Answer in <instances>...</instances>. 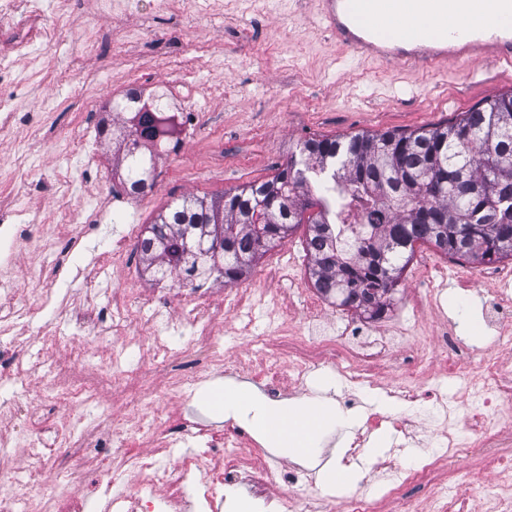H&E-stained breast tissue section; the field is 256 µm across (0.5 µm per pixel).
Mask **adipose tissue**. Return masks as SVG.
Wrapping results in <instances>:
<instances>
[{
	"instance_id": "ef3b65f1",
	"label": "adipose tissue",
	"mask_w": 512,
	"mask_h": 512,
	"mask_svg": "<svg viewBox=\"0 0 512 512\" xmlns=\"http://www.w3.org/2000/svg\"><path fill=\"white\" fill-rule=\"evenodd\" d=\"M498 20L492 8L478 11L438 14L422 6L421 0H396L386 24L398 28L400 23H416L435 29L456 31L465 28H481ZM225 417L240 420L249 425L263 440L279 448L284 456L306 459L315 455L323 436L348 420L327 401L320 399H290L273 402L245 386H238L224 393H211Z\"/></svg>"
}]
</instances>
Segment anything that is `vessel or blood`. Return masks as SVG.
<instances>
[{
    "instance_id": "b4317fda",
    "label": "vessel or blood",
    "mask_w": 512,
    "mask_h": 512,
    "mask_svg": "<svg viewBox=\"0 0 512 512\" xmlns=\"http://www.w3.org/2000/svg\"><path fill=\"white\" fill-rule=\"evenodd\" d=\"M394 0H315L318 12L328 20L343 46L362 58L394 61L409 71H440L450 62L467 59L491 61L512 68V28L490 26L459 37L428 36L419 28L403 29L394 40L379 37L378 22L386 17ZM512 15V0H427L429 7L454 12L479 10L485 3Z\"/></svg>"
}]
</instances>
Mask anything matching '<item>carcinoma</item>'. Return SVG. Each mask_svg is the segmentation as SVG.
Returning <instances> with one entry per match:
<instances>
[{"label":"carcinoma","mask_w":512,"mask_h":512,"mask_svg":"<svg viewBox=\"0 0 512 512\" xmlns=\"http://www.w3.org/2000/svg\"><path fill=\"white\" fill-rule=\"evenodd\" d=\"M138 132L156 138L151 112L123 137ZM153 160L146 146L119 164L144 187L154 185ZM302 224L314 287L373 319L417 243L477 264L512 259V94L444 125L308 138L267 181L169 206L138 251L157 282L212 277L228 286Z\"/></svg>","instance_id":"carcinoma-1"}]
</instances>
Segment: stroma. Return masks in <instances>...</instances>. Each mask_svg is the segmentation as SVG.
Wrapping results in <instances>:
<instances>
[{
	"label": "stroma",
	"mask_w": 512,
	"mask_h": 512,
	"mask_svg": "<svg viewBox=\"0 0 512 512\" xmlns=\"http://www.w3.org/2000/svg\"><path fill=\"white\" fill-rule=\"evenodd\" d=\"M12 3L9 23L0 28V62L8 66L15 113L11 138L0 142V224L31 219L38 224L39 237L22 250L8 275L18 285L17 300L36 301L47 286L55 300L33 319L21 320L15 331L0 332V352L22 344L27 369L22 378L0 381V436L21 446L30 430L40 427L47 443L64 451L88 424L138 423L144 407L136 396L152 388L164 394L173 418L201 424L227 440L249 435L252 452L243 471L256 473L273 464L305 473L293 488L260 492L246 482L223 484L220 512H230V500L242 496L262 512H286L287 500L349 512L358 497L372 501L374 512H431L433 497L452 486L470 490L461 512H512V503L493 507L490 487L499 470L477 456L454 469L435 470L429 483L412 479L389 497L379 491L387 460L397 459L402 470L412 473L443 450L445 426L433 415L438 401L457 403L458 427L474 438L490 437L485 418L512 417L510 410H482L466 399L465 381L449 377L434 349L447 331L472 364L496 351L506 373L505 389L512 392V346L496 345L490 328H482L478 340L464 328L468 318L484 319L495 305L502 324L512 326V260L493 263L491 276L476 282L472 264L451 261L420 243L381 320L367 326L357 314L333 310L325 321L333 335L348 331L369 345L394 333L406 340L380 367L377 388L351 392L327 354L317 355L303 380L292 379L288 371L300 353L277 331L276 320L286 318L297 341H304L313 290L304 233L296 231L254 264L239 285L243 297H235V288L222 282L207 281L210 332L224 357L218 364L197 359L190 365L197 382L170 395L167 376L187 366L181 354L196 338L179 313L183 290L169 281L145 279L135 247L114 253L130 225L146 227L161 208L183 196L219 194L272 178L305 139L443 124L485 100L512 93V71L494 63L461 62L442 73L413 74L399 64L366 61L337 44L328 23L314 15L312 0H199L191 9L183 0H162L158 6L153 0H51L47 21L57 25L60 38L52 49L29 51L19 42L36 39L40 24L28 15L25 0ZM133 80L177 94L191 92L203 131L181 155L162 159L153 188L126 204L113 198L106 177L114 160L111 147H103L100 174L93 180L69 134ZM67 205L103 211L107 220L68 242L57 222L58 210ZM131 286L144 300L139 335L114 334L105 323L76 325L77 313L106 310ZM160 341L172 357L166 365L156 356ZM411 355L429 376L414 399L399 393L402 364ZM113 361L119 369L110 389L54 397L42 391L46 374L57 364L66 362L94 376ZM273 363L282 398L325 396L340 412L355 415L357 424L348 437L329 433L317 458L295 461L211 407L207 395L214 391L239 385L263 391L259 375ZM374 413L388 416V423L370 427ZM400 421L407 430H397ZM127 446L134 453H157L163 465L172 466L195 457L208 443L189 433L177 436L162 453L138 440ZM373 446L378 452L371 457L367 450ZM328 463L355 471L354 487L324 484L320 473ZM2 471L23 484L17 512H46L44 481L61 492L85 491V512H103L100 498L88 492L99 472L95 455L59 461L41 482L28 479L24 461L11 455L0 456Z\"/></svg>",
	"instance_id": "obj_1"
}]
</instances>
